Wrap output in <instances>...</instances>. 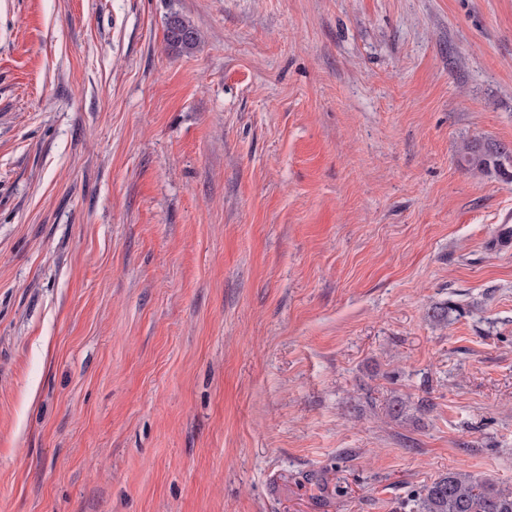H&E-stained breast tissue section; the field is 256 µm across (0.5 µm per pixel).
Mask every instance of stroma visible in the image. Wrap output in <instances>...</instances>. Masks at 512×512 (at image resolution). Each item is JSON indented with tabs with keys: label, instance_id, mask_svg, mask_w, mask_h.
I'll use <instances>...</instances> for the list:
<instances>
[{
	"label": "stroma",
	"instance_id": "35a3bbf8",
	"mask_svg": "<svg viewBox=\"0 0 512 512\" xmlns=\"http://www.w3.org/2000/svg\"><path fill=\"white\" fill-rule=\"evenodd\" d=\"M476 140L512 147V0H0V512L512 488ZM198 31L179 14L171 15L166 23L165 41L180 52H190L199 43Z\"/></svg>",
	"mask_w": 512,
	"mask_h": 512
}]
</instances>
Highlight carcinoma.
Segmentation results:
<instances>
[{
	"label": "carcinoma",
	"mask_w": 512,
	"mask_h": 512,
	"mask_svg": "<svg viewBox=\"0 0 512 512\" xmlns=\"http://www.w3.org/2000/svg\"><path fill=\"white\" fill-rule=\"evenodd\" d=\"M165 41L175 50L190 52L198 45L199 34L175 13L167 20ZM461 161L471 168L492 169L512 180V149L506 146L472 141L465 145ZM415 503L416 512H512V490L451 471L424 485Z\"/></svg>",
	"instance_id": "1"
}]
</instances>
